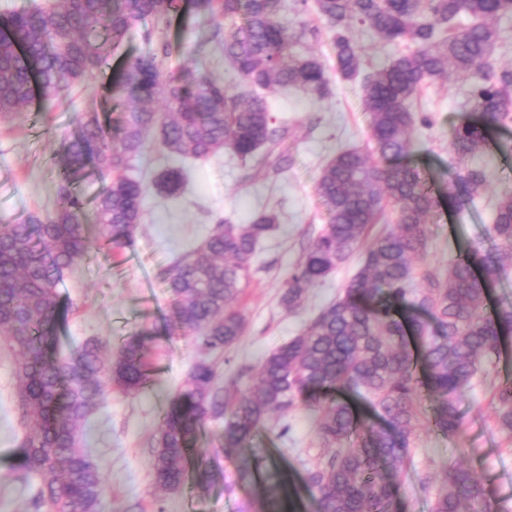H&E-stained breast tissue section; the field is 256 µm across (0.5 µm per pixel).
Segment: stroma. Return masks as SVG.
Listing matches in <instances>:
<instances>
[{
  "label": "stroma",
  "instance_id": "obj_1",
  "mask_svg": "<svg viewBox=\"0 0 512 512\" xmlns=\"http://www.w3.org/2000/svg\"><path fill=\"white\" fill-rule=\"evenodd\" d=\"M212 29L210 21L192 14L163 31L148 18L131 29L124 50L138 55L150 43L168 41L172 46L169 69L196 66L222 83L230 80L231 72L223 53L209 40ZM110 80V75H102L62 92L59 101L45 109L31 107L10 121H0V224H14L55 208L59 171L54 156L63 140L75 134L78 117L91 111L115 119L120 116L108 96ZM268 100L274 115L290 128L293 163L287 172L268 173L226 151L207 160L186 161L188 184L181 197L171 200L147 193L145 218L133 250L110 257L92 246L58 286L70 306L66 322L57 331L61 352L72 353L92 338L117 347L132 333L148 336L152 384L132 395L112 392L85 429L91 455L106 479L102 512H260L257 482L239 478L244 462L256 457L263 461L264 474L283 486L288 512H314L316 494L305 484L306 471L323 462L327 449L302 403L286 415H271L240 450L225 448L223 421L207 422L197 442L198 455L218 473L207 489L161 491L149 466L153 439L170 400L204 357L191 337L170 327L172 301L162 272L200 244L217 218L245 224L263 208L275 210L280 217L261 242L250 281L233 303L244 317L245 332L216 360L223 380H237L240 389L251 387L264 356L299 334L305 321L334 300L358 268V259H351L309 289L300 312H290L281 303L289 270L325 222L316 193L322 166L345 147L374 149L359 82L337 80L334 96L321 103L295 89L269 94ZM412 109L428 114L433 125L415 127L411 159L430 174L434 189L446 191L458 169L448 154V131L469 116L471 84L460 76L432 82ZM492 219L493 209L485 197L459 212L441 205L418 267L441 276L464 246L493 250L488 235ZM13 360L12 354L0 351V512H31L30 489L12 469L25 435ZM486 370L461 407L462 435L445 436L427 419H420L413 439V464L402 475L407 512H431L433 495L421 489L418 475L439 478L444 464L460 459L512 512V437L498 428L491 405L493 381L512 377V351Z\"/></svg>",
  "mask_w": 512,
  "mask_h": 512
}]
</instances>
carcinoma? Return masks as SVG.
Wrapping results in <instances>:
<instances>
[{
	"instance_id": "carcinoma-1",
	"label": "carcinoma",
	"mask_w": 512,
	"mask_h": 512,
	"mask_svg": "<svg viewBox=\"0 0 512 512\" xmlns=\"http://www.w3.org/2000/svg\"><path fill=\"white\" fill-rule=\"evenodd\" d=\"M191 4L195 15L215 22L216 44L238 83L220 84L196 67L165 71L171 54L165 42L127 58L111 84L123 106L118 127L97 112L81 115L78 136L58 153L57 206L0 224V341L16 353L15 387L28 427L13 470L37 479L35 512H101L105 479L83 448V427L113 390L133 394L150 382L139 333L115 351L91 339L69 358L52 352L62 315L57 286L87 244L86 202L71 190L73 182L96 163L108 178L93 201L100 249L131 250L147 186L130 171L149 139L173 162L152 182L170 199L186 186V159L225 149L279 175L291 162L288 125L272 114L265 93L300 87L321 102L335 91L328 68L307 46L320 36L302 20L308 0L291 7L286 0ZM183 10L184 0H54L13 12L0 23V118L37 99L47 104L70 83L98 78L134 23L151 18L168 25ZM315 10L332 31L337 75L363 78V105L382 163L350 147L322 168L317 192L326 224L289 271L282 304L298 311L308 289L356 251L363 259L336 299L263 359L247 391L221 382L214 361L195 363L164 413L150 467L156 486L178 492L207 421L225 420L224 447L240 448L269 414H285L302 401L331 449L325 462L307 470L317 512H402L404 484L396 474L411 460L422 392L436 402L435 428L461 435L460 406L512 333V305L487 310L490 290L512 274V189L496 197L489 229L495 251L470 247L448 263L444 276L419 275L413 261L428 249L440 201L425 171L399 159L412 151L414 126L432 124L412 111L413 101L427 84L448 81L450 69L472 83L474 119L450 129L449 153L462 161L512 124V68L497 71L490 64L498 22L512 17V0H315ZM462 16L471 22L460 30ZM358 27L411 50L375 67L354 40ZM488 189L486 173L465 166L448 182V202L463 209ZM277 223L266 209L247 224L222 218L165 270L175 322L207 355H222L243 336L244 318L231 302L250 279L257 246ZM379 223L390 228L366 241L369 227ZM331 389L367 393L381 423H363L346 402L321 396ZM494 407L499 428L512 435L511 377L495 387ZM283 509L280 487H268L263 512ZM431 512L505 509L472 467L456 461L443 470Z\"/></svg>"
}]
</instances>
